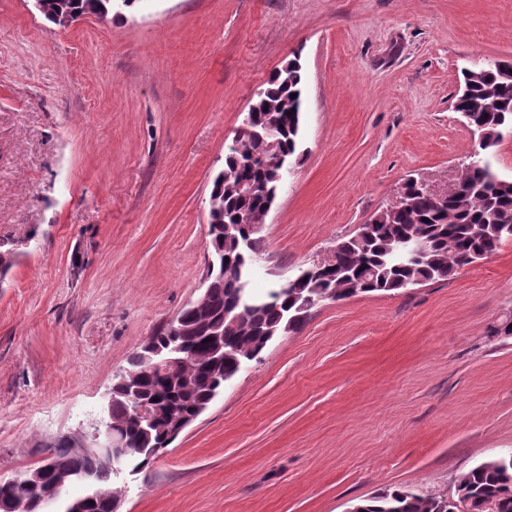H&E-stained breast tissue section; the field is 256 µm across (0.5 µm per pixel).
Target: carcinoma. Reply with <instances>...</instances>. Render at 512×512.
Instances as JSON below:
<instances>
[{
	"label": "carcinoma",
	"mask_w": 512,
	"mask_h": 512,
	"mask_svg": "<svg viewBox=\"0 0 512 512\" xmlns=\"http://www.w3.org/2000/svg\"><path fill=\"white\" fill-rule=\"evenodd\" d=\"M41 14L48 21L68 15L76 21L86 15L112 12L116 0H40ZM304 76L297 59L288 60L267 80L264 95L247 117L248 132L237 145L224 153V171L213 183L209 202L223 211L222 224L233 229L234 237L224 229L210 225L209 236L217 271L211 279L205 311L182 310L181 321L160 326L150 339V346L140 345L120 374L135 381L136 392L112 389L111 422L126 426L127 462L145 467L168 447L164 437L168 428L165 418L150 424L134 417L138 401H157L162 412L190 414L202 403L212 402L224 383L241 366L259 357L279 333L293 332L303 325L296 319L303 297L334 296L344 300L369 293H398L416 281L446 280L466 265L464 257L479 252H496L512 242V178L501 177L492 167L490 157L501 141L503 132L512 133V61L487 67L474 82L463 77L467 94L455 99V111L473 112L474 132L479 134L474 159L461 176L456 192L444 201L431 197L416 178L405 180L410 205L395 214L378 212L372 232L364 240L349 237L336 244L340 268L353 273L316 277L302 285L301 296L295 288L279 284L262 294L263 306L247 311L231 321L234 306V276L222 271L220 261L227 260L233 270L247 271L253 252L246 226L256 223L267 207L262 194L244 196L242 182L267 184L275 189L280 181L274 155L269 148V129L275 127L277 149L295 154L301 131V105ZM297 94L291 98V94ZM416 237L427 244V254L417 260L397 264L398 244ZM455 249H448V241ZM217 326L224 328V363L213 365V350L218 339L210 335ZM176 355L187 363L173 369L165 386L149 372L150 359ZM45 482L58 474L79 482L87 492L98 491L100 497L87 512H109L108 499L115 498L112 487V462L97 452L79 451L60 438L51 455L39 465ZM463 491L469 499L470 512H512V455L484 461L463 474L455 492ZM364 512H448V496L420 490H400L369 497L359 502Z\"/></svg>",
	"instance_id": "cac0c4a2"
}]
</instances>
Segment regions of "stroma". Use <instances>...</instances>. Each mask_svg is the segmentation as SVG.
<instances>
[{"label": "stroma", "mask_w": 512, "mask_h": 512, "mask_svg": "<svg viewBox=\"0 0 512 512\" xmlns=\"http://www.w3.org/2000/svg\"><path fill=\"white\" fill-rule=\"evenodd\" d=\"M302 140L254 285L324 261L409 177L455 184L462 69L512 60V0H135L61 28L0 0V475L99 413L200 293L208 199L247 104L292 57ZM512 242L448 280L317 303L151 465L119 512H347L452 495L512 454Z\"/></svg>", "instance_id": "1"}]
</instances>
